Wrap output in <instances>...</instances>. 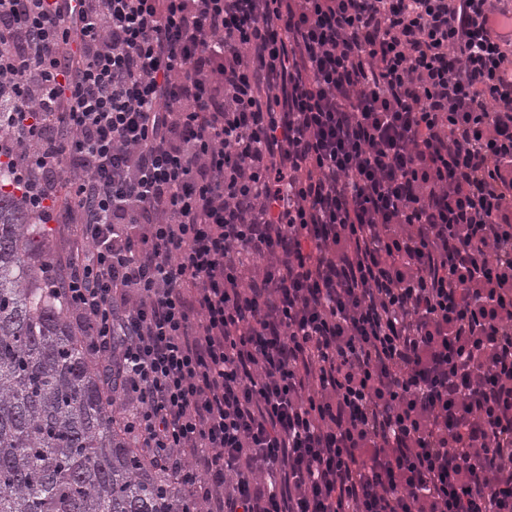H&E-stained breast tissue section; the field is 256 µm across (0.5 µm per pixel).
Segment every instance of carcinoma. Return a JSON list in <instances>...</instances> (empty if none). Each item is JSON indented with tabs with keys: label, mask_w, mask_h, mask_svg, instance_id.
<instances>
[{
	"label": "carcinoma",
	"mask_w": 512,
	"mask_h": 512,
	"mask_svg": "<svg viewBox=\"0 0 512 512\" xmlns=\"http://www.w3.org/2000/svg\"><path fill=\"white\" fill-rule=\"evenodd\" d=\"M49 257L0 169V512H199L120 428L118 374L54 306Z\"/></svg>",
	"instance_id": "cac0c4a2"
}]
</instances>
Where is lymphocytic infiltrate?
Returning a JSON list of instances; mask_svg holds the SVG:
<instances>
[{
  "instance_id": "1",
  "label": "lymphocytic infiltrate",
  "mask_w": 512,
  "mask_h": 512,
  "mask_svg": "<svg viewBox=\"0 0 512 512\" xmlns=\"http://www.w3.org/2000/svg\"><path fill=\"white\" fill-rule=\"evenodd\" d=\"M0 163L202 512H512V0H0Z\"/></svg>"
}]
</instances>
